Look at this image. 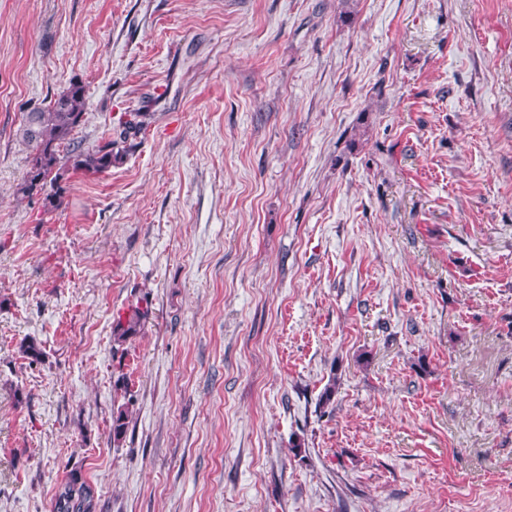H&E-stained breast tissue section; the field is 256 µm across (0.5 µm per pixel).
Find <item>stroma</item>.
<instances>
[{"instance_id":"1","label":"stroma","mask_w":512,"mask_h":512,"mask_svg":"<svg viewBox=\"0 0 512 512\" xmlns=\"http://www.w3.org/2000/svg\"><path fill=\"white\" fill-rule=\"evenodd\" d=\"M73 82L81 146L151 119L51 209L17 129ZM72 472L97 512H512V0H0V512ZM150 313L148 301L140 300L132 304L126 316L118 317L116 320L113 327L114 342L122 344L128 338L138 335Z\"/></svg>"}]
</instances>
